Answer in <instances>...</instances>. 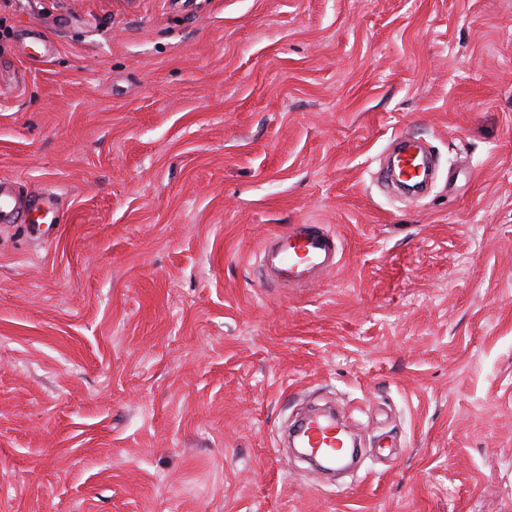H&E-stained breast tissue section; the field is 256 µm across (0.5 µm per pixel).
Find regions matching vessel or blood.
<instances>
[{"mask_svg":"<svg viewBox=\"0 0 512 512\" xmlns=\"http://www.w3.org/2000/svg\"><path fill=\"white\" fill-rule=\"evenodd\" d=\"M425 152L421 146L402 141L394 160L398 179L410 184H425ZM61 218L59 199L52 190L28 195L13 185L0 182V223L55 224ZM335 235L320 224H297L290 230L273 235L260 248V267L275 282L285 286L308 285L317 275L335 270L338 260ZM302 443L309 453L341 463V433L334 418L310 417L301 421Z\"/></svg>","mask_w":512,"mask_h":512,"instance_id":"obj_1","label":"vessel or blood"}]
</instances>
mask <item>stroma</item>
<instances>
[{
	"instance_id": "stroma-1",
	"label": "stroma",
	"mask_w": 512,
	"mask_h": 512,
	"mask_svg": "<svg viewBox=\"0 0 512 512\" xmlns=\"http://www.w3.org/2000/svg\"><path fill=\"white\" fill-rule=\"evenodd\" d=\"M0 180L70 217L0 224V512H512V0H0ZM397 152L399 154L394 160V175H397L401 181L423 186L428 174L422 162L425 155L422 147L404 140L400 142ZM336 236L322 224H296L260 247V268L285 286L308 285L317 275L335 270ZM302 428V443L308 452L328 458L331 462L340 465L342 456L339 448H343V439L341 431H338L336 419L330 416L309 417L299 422L295 429ZM307 452H302L301 456L311 461L317 468L323 471H335V469H325L317 465L315 456Z\"/></svg>"
}]
</instances>
